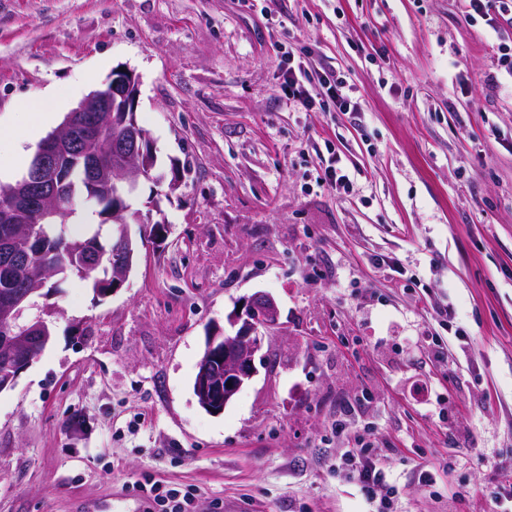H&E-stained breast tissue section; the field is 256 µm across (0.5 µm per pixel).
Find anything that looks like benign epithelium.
<instances>
[{"mask_svg": "<svg viewBox=\"0 0 512 512\" xmlns=\"http://www.w3.org/2000/svg\"><path fill=\"white\" fill-rule=\"evenodd\" d=\"M139 81L127 70L112 73L106 86L85 97L62 125L39 145L34 163L27 174L12 186L9 196L0 203V223L15 224V234L32 240L31 225L57 211L63 182L64 163L72 157L87 162L93 182L102 180L112 185V223L119 225V236L131 242L124 231L128 219L140 224L153 223L152 213H161L159 197H168L181 186L182 177L173 174L166 180L153 172L156 152L146 129L137 122ZM97 112L112 113V136H107L105 123ZM151 179L159 187L149 205V213L137 212L128 216L129 208L122 196L125 190L137 189L140 178ZM115 272L112 289L122 287L129 277L130 266L125 264L119 250H114ZM28 259L17 253L13 239L0 240V265L7 268ZM26 295L0 296V323L9 325L17 316V308ZM279 310L274 299L258 295L242 300L241 310H232L226 317L230 331L215 330L206 338L204 353L198 365L194 392L201 406L210 413L224 411L226 405L256 373L255 355L262 348L261 330L276 324ZM46 340L42 327H30L24 336H0V353L16 361L15 373L0 388L14 387L17 378L32 362L31 349Z\"/></svg>", "mask_w": 512, "mask_h": 512, "instance_id": "1", "label": "benign epithelium"}]
</instances>
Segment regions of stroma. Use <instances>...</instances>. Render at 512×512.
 <instances>
[{"label":"stroma","instance_id":"1","mask_svg":"<svg viewBox=\"0 0 512 512\" xmlns=\"http://www.w3.org/2000/svg\"><path fill=\"white\" fill-rule=\"evenodd\" d=\"M510 40L459 0H0L5 183L39 146L28 97L68 113L118 69L160 170L186 171L122 288L70 279L39 299L53 339L0 393V512H146L148 478L196 512H373L334 468L339 406L362 395L352 428L397 512H495L512 483V89L484 80ZM289 51L344 73L356 110L288 100ZM332 155L348 192L322 183ZM256 294L279 320L207 412V329Z\"/></svg>","mask_w":512,"mask_h":512}]
</instances>
